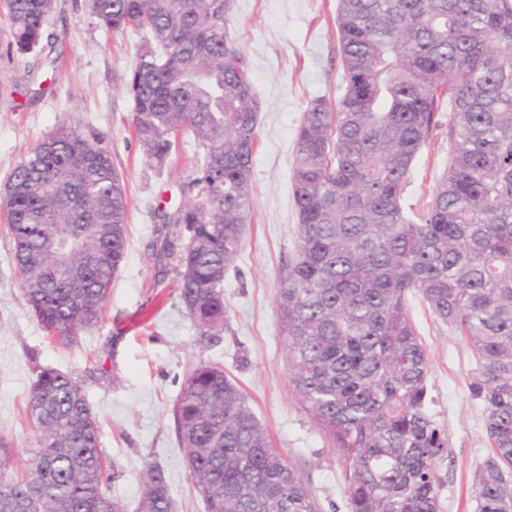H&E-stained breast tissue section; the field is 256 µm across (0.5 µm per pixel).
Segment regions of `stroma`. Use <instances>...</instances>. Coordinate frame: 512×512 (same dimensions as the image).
<instances>
[{
  "instance_id": "stroma-1",
  "label": "stroma",
  "mask_w": 512,
  "mask_h": 512,
  "mask_svg": "<svg viewBox=\"0 0 512 512\" xmlns=\"http://www.w3.org/2000/svg\"><path fill=\"white\" fill-rule=\"evenodd\" d=\"M335 17L336 0H233L232 46L252 77L259 112L252 219L224 278L229 320L214 345L201 342L180 303L176 258L160 262L153 255L164 235L156 211L181 202L180 187L194 176L199 147L194 138L180 139L170 163L159 168L134 138L126 86L142 36L99 27L84 0H54L47 25L53 39L42 52L0 51V188L37 139L65 123L102 136L125 180L129 210L127 253L104 316L71 347L54 342L32 315L0 221V433L13 440L16 468H24L35 440L26 402L36 362L81 382L101 423L106 461L117 474L109 494L127 512H134L151 464L164 469L175 512H205L192 491L171 409L187 369L211 361L246 392L275 447L300 470L323 512H347L342 464L289 381L274 303L278 280L296 253V131L312 99L334 102L344 91ZM447 167L448 128L442 125L410 173L408 203L425 209ZM143 308L153 312L152 323L127 325L126 317ZM410 308L429 354L434 410L448 431L449 457L440 468L443 512H475V473L489 443L483 410L469 397L474 357L467 340L426 304L415 300Z\"/></svg>"
}]
</instances>
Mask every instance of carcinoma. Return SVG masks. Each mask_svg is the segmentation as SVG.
Wrapping results in <instances>:
<instances>
[{
  "mask_svg": "<svg viewBox=\"0 0 512 512\" xmlns=\"http://www.w3.org/2000/svg\"><path fill=\"white\" fill-rule=\"evenodd\" d=\"M52 2L3 0L5 53L51 40ZM231 8L85 0L106 31L152 36L128 84L146 158L164 166L183 134L202 148L186 185L195 199L157 210L174 226L157 257L178 258L181 303L207 344L228 323L224 275L252 218L259 102L231 48ZM335 22L344 94L311 100L294 140L296 256L275 294L290 383L342 460L348 512H441L448 432L407 308L420 298L475 359L469 395L490 447L476 512H512V0H337ZM445 111L448 170L415 213L408 176ZM101 142L56 126L14 167L0 205L26 303L68 345L102 319L127 248L126 186ZM51 241L76 243L77 279ZM27 415L23 473L0 434V512H125L107 495L115 473L80 382L32 366ZM172 415L206 512H322L220 364L189 367ZM143 486L136 512H174L161 467Z\"/></svg>",
  "mask_w": 512,
  "mask_h": 512,
  "instance_id": "1",
  "label": "carcinoma"
}]
</instances>
